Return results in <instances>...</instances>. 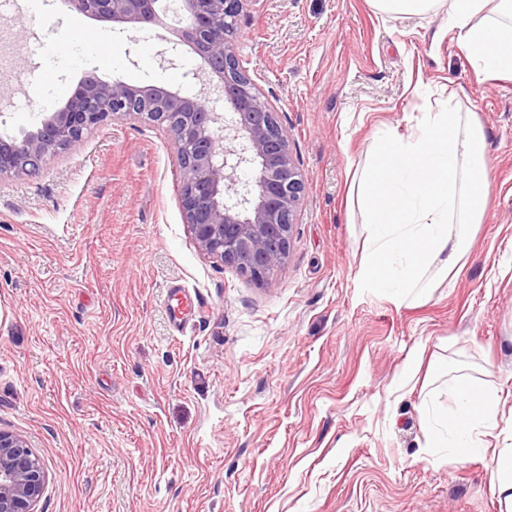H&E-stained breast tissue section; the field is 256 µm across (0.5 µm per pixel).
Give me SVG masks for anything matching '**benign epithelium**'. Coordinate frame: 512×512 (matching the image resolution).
Returning a JSON list of instances; mask_svg holds the SVG:
<instances>
[{"instance_id": "benign-epithelium-1", "label": "benign epithelium", "mask_w": 512, "mask_h": 512, "mask_svg": "<svg viewBox=\"0 0 512 512\" xmlns=\"http://www.w3.org/2000/svg\"><path fill=\"white\" fill-rule=\"evenodd\" d=\"M70 0L79 12L140 30L161 25L176 35L158 51L174 68L186 46L201 66L193 94L155 85L105 82L89 73L54 112L22 137H0V177L30 176L79 145L90 131L137 116L165 126L182 171L181 207L197 246L263 282L289 256L304 191L276 108L240 64L235 44L248 0ZM173 13V24L161 14ZM251 178L244 180L241 173ZM47 483L42 459L18 435L0 430V512H35Z\"/></svg>"}]
</instances>
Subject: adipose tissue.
<instances>
[{
  "label": "adipose tissue",
  "mask_w": 512,
  "mask_h": 512,
  "mask_svg": "<svg viewBox=\"0 0 512 512\" xmlns=\"http://www.w3.org/2000/svg\"><path fill=\"white\" fill-rule=\"evenodd\" d=\"M383 14L404 18L445 9L459 51L478 72L512 79V0H373ZM485 136L470 113L447 106L426 113L414 136L379 132L355 170L352 191L365 232L357 278L403 302L424 297L432 274L463 262L490 192ZM452 409L423 400L425 446L443 460L485 451L483 438L512 419L501 415L498 389L445 366Z\"/></svg>",
  "instance_id": "obj_1"
}]
</instances>
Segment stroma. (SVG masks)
<instances>
[{
  "instance_id": "1",
  "label": "stroma",
  "mask_w": 512,
  "mask_h": 512,
  "mask_svg": "<svg viewBox=\"0 0 512 512\" xmlns=\"http://www.w3.org/2000/svg\"><path fill=\"white\" fill-rule=\"evenodd\" d=\"M0 136L33 130L86 72L194 89L162 70L165 30L8 0ZM105 33L74 63V26ZM238 57L276 107L304 183L290 254L253 282L204 255L164 129L125 118L35 176L0 178V429L44 462L37 512H503L490 457L428 455L427 370L483 374L512 407V81L478 78L447 15L395 19L372 0H248ZM118 57L117 66L100 55ZM458 101L485 134L492 189L466 256L427 299L363 287L356 167L378 131L406 138ZM198 303L182 324L172 287Z\"/></svg>"
}]
</instances>
